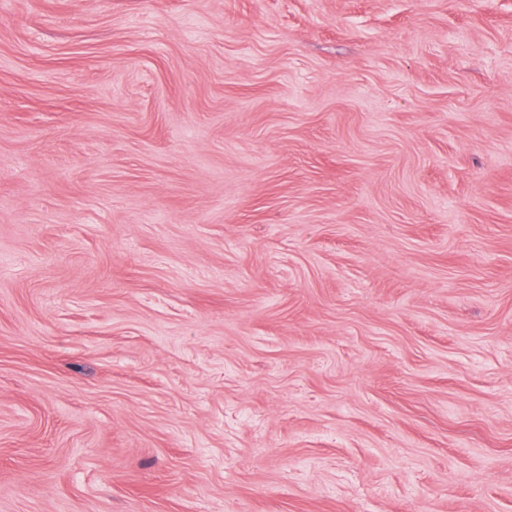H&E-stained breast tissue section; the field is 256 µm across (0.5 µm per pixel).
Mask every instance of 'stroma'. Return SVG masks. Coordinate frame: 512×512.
I'll return each instance as SVG.
<instances>
[{
    "instance_id": "obj_1",
    "label": "stroma",
    "mask_w": 512,
    "mask_h": 512,
    "mask_svg": "<svg viewBox=\"0 0 512 512\" xmlns=\"http://www.w3.org/2000/svg\"><path fill=\"white\" fill-rule=\"evenodd\" d=\"M0 512H512V0H0Z\"/></svg>"
}]
</instances>
